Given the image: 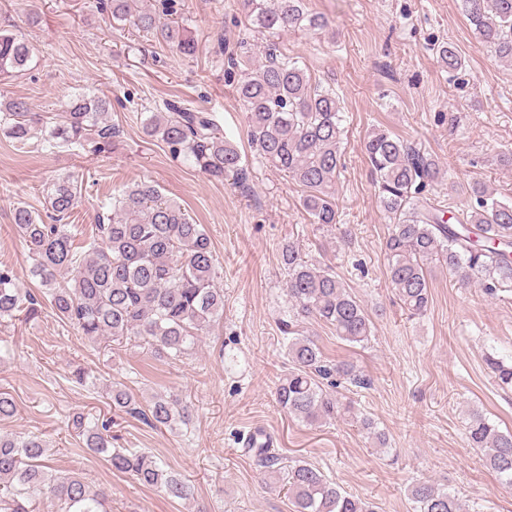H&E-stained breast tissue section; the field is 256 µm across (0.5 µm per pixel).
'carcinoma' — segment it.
I'll return each instance as SVG.
<instances>
[{
  "instance_id": "obj_1",
  "label": "carcinoma",
  "mask_w": 512,
  "mask_h": 512,
  "mask_svg": "<svg viewBox=\"0 0 512 512\" xmlns=\"http://www.w3.org/2000/svg\"><path fill=\"white\" fill-rule=\"evenodd\" d=\"M238 4L247 22L260 31L317 32L328 27L325 17L307 10L306 0ZM461 4L476 38L498 60L512 65V0ZM99 7L111 9L113 18L152 34L181 55L196 51L191 32L162 20L147 6L133 12L129 0H99ZM436 54L450 71L463 66L451 43L440 44ZM33 55L34 47L23 35L0 29L1 75L27 70ZM264 55L265 62L241 70L235 84L251 146L258 157L303 187L302 206L313 223L332 225L337 222L335 183L343 153L340 98L335 90L313 83L275 45L267 46ZM110 107L106 97L78 94L48 124L26 100L5 99L0 102V132L24 145L38 130L49 150L62 144L101 152L120 135L110 120ZM143 127L202 173L243 178L240 152L205 113L169 102L165 111L149 113ZM364 152L380 203L393 219L385 239L388 276L410 316L428 310L434 262L462 285L479 282L489 295L512 290V201L500 200L486 184L475 182L469 187L474 204L451 224L423 195L442 178L435 158L382 129L367 135ZM79 194L69 176L55 179L46 191L60 219L75 208ZM13 220L29 247L30 273L43 294L19 288L13 272L0 268V318L22 313L33 319L46 300L56 316L88 339H110L118 346L133 341L177 359L224 315V289L216 283V255L204 225L193 222L181 204L164 198L151 183L135 182L112 197L95 231L81 241L69 225L46 224L25 206L14 209ZM281 258L289 303V320L282 326L291 335L287 356L292 369L276 389V402L307 424L330 423L350 406L324 389L321 380L335 376L357 388L367 387L369 380L352 364L327 363L315 340L298 333L297 323L313 316L331 325L341 340L363 344L372 336V322L332 268L306 260L297 242L282 244ZM487 365L499 387L512 388V363L490 355ZM107 398L115 408L140 414L154 427L172 428L190 418V406L174 395L153 397L145 410L121 388L109 389ZM75 427L84 447L104 457L113 471L173 499L188 495L186 481L152 456L112 447L108 424L79 416ZM467 435L473 447L485 451L501 483L512 487V432L500 431L476 410L469 416ZM45 448L34 434L0 436V512H31L29 503L41 495L56 499L60 512H107L106 493L90 491L76 473L58 475L45 460ZM249 451L270 470L278 464L270 441L260 432L250 435ZM284 480L296 512H365L358 499L307 463L288 469ZM409 493L416 512H461L454 494L426 480L412 483Z\"/></svg>"
}]
</instances>
